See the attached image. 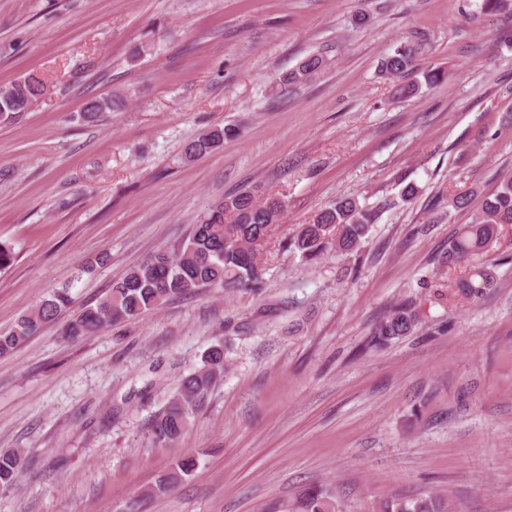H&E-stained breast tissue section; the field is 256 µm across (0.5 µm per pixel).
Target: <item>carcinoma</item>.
I'll return each instance as SVG.
<instances>
[{"label": "carcinoma", "mask_w": 512, "mask_h": 512, "mask_svg": "<svg viewBox=\"0 0 512 512\" xmlns=\"http://www.w3.org/2000/svg\"><path fill=\"white\" fill-rule=\"evenodd\" d=\"M416 47L408 43L395 47L381 64L382 73L400 82L404 96L417 93L419 69L415 63ZM320 56L304 59L288 73L285 83L309 82L323 67ZM44 82L29 75L0 87V122L17 121L45 95ZM125 107L123 97L92 98L82 104L81 119L95 122L106 112ZM239 135L233 126L212 128L199 134L185 146L189 159L206 156L224 141ZM285 212L282 201L270 203L252 190H242L211 203L193 225L187 238L173 253L159 251L114 282L108 294L96 304L85 306L65 329V336L75 339L103 330L112 324L137 319L169 301L197 293L202 288L226 290L248 288L261 277L259 251L268 240L272 227L281 222ZM375 213L356 197H346L315 215L304 224L289 243V248L306 262L318 259L333 248L340 253L358 249L366 238ZM512 224V175L503 177L496 191L487 198L472 222L459 227L448 243L446 261L457 265L480 255L498 236L500 226ZM489 267L474 265L471 273L454 282L462 296L479 299L494 287ZM71 301L70 291L61 288L19 317L11 327L0 330V354H5L37 334L42 326L61 313ZM417 307L405 302L393 307L374 327L369 344L377 347L389 340L406 336L418 324ZM224 372V347H212L205 364L183 378L174 400L152 422L154 443L167 446L183 434L190 411L199 407L209 390ZM26 452L21 449L0 453V484H11L19 475ZM197 465L193 456L178 459L152 493H166L189 476ZM449 502L438 494L418 497L393 496L384 502L383 512H448ZM288 512H340L327 490L311 486L303 489L288 504Z\"/></svg>", "instance_id": "obj_1"}]
</instances>
